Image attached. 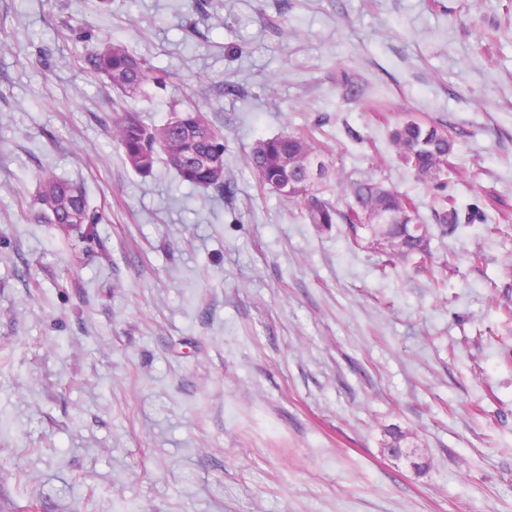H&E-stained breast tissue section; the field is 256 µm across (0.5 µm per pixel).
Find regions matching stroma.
<instances>
[{"label": "stroma", "mask_w": 512, "mask_h": 512, "mask_svg": "<svg viewBox=\"0 0 512 512\" xmlns=\"http://www.w3.org/2000/svg\"><path fill=\"white\" fill-rule=\"evenodd\" d=\"M511 1L0 0V512H512V33L483 39ZM88 21L165 77L146 123L195 97L233 198L130 168ZM411 117L453 133V233L388 140ZM312 126L416 194L428 260L260 191L254 142ZM44 168L91 237L37 222Z\"/></svg>", "instance_id": "1"}]
</instances>
